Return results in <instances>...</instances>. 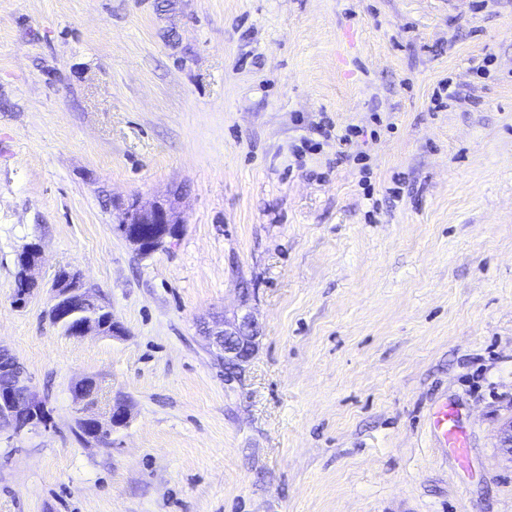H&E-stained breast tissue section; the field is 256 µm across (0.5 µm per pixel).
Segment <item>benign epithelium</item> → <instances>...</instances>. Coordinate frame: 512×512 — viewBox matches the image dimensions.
I'll use <instances>...</instances> for the list:
<instances>
[{
	"label": "benign epithelium",
	"instance_id": "7a95c632",
	"mask_svg": "<svg viewBox=\"0 0 512 512\" xmlns=\"http://www.w3.org/2000/svg\"><path fill=\"white\" fill-rule=\"evenodd\" d=\"M110 206L122 212V220L116 226L117 232L132 244L142 255H148L161 248L167 239L173 237L180 221L165 202L143 203L138 198L127 200L109 199ZM40 248L29 246L24 257V279L28 287L16 295V303L22 305L32 289L36 288L34 270L39 263ZM51 290L53 298L48 310L51 321L68 329L69 336H84L92 331L112 336L119 332L97 315L86 312L93 290L87 287L78 273L70 271L63 280L54 281ZM209 345L224 359V365L231 372L243 368L253 356L258 330L250 316L245 315L238 324L227 329L216 323L205 329ZM30 393L27 378L18 368L13 357L4 349L0 350V415L8 413L19 420L18 431L47 428L51 424L46 403L33 396L25 403L15 402L17 389Z\"/></svg>",
	"mask_w": 512,
	"mask_h": 512
}]
</instances>
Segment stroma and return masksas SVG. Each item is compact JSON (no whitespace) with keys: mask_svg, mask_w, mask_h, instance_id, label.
I'll list each match as a JSON object with an SVG mask.
<instances>
[{"mask_svg":"<svg viewBox=\"0 0 512 512\" xmlns=\"http://www.w3.org/2000/svg\"><path fill=\"white\" fill-rule=\"evenodd\" d=\"M62 269L121 335L50 321ZM0 347L52 415L0 428V512H512V0H0ZM109 205L122 212V220L116 226L117 232L132 244L142 255H148L161 248L167 238H172L181 222L165 202L154 201L144 204L139 198L116 200L109 197ZM156 224L162 229L153 237H148L138 228L139 225ZM40 253H41L40 248L37 245L29 246L26 249V253H25V257H24V279H25L26 283L31 288H27L26 284L23 280L21 268L19 267L20 260H19V256H18V260L16 263V268H17V271H16V284H17L16 303H18L19 305L24 304L25 300H26L27 296L29 295V293L31 292V290L36 288L37 283H36V278L34 277L33 272L39 263ZM22 288H23V290H22ZM21 290H22V292L18 294V292H20ZM204 335L209 345L224 359V365L230 372L243 368L253 356L256 348L258 330L249 315H244L232 328H224V323L208 326ZM431 425L442 436L445 445L448 442L452 448H464L463 441L455 424L454 411L448 409V404L441 406L432 415Z\"/></svg>","mask_w":512,"mask_h":512,"instance_id":"1","label":"stroma"}]
</instances>
